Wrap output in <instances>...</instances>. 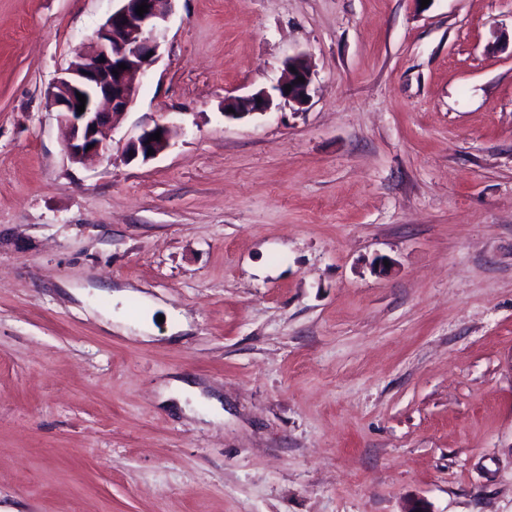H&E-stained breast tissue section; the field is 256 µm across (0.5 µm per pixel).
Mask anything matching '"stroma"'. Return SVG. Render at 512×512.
<instances>
[{
  "label": "stroma",
  "instance_id": "stroma-1",
  "mask_svg": "<svg viewBox=\"0 0 512 512\" xmlns=\"http://www.w3.org/2000/svg\"><path fill=\"white\" fill-rule=\"evenodd\" d=\"M114 6L0 0V512H512V0H175L82 166ZM114 1L119 2L117 8L49 91L72 163L107 149L108 132L136 95L135 76L145 74L159 56L162 22L171 14L174 0ZM141 3L149 5L143 17L136 13ZM121 63L126 70L118 69ZM76 92L86 97L82 114L77 112L81 103ZM290 68H294L295 73H292ZM286 71V77L273 88L275 96L284 101V103H292L295 105L304 104L309 97V87L312 76L309 66L302 56L297 55L288 59L286 62ZM298 77H303L305 82L301 83L298 81ZM286 85H291L289 94H286ZM261 100V103H258ZM273 105V95L267 91H258L245 97H235L224 100V118L241 120L254 114L268 112ZM232 108L235 113H229ZM157 130L161 132L160 141L151 140L148 138L157 133ZM172 127L167 123H155L152 127H147L141 130V132L130 139L126 145L125 153L128 161L141 159L146 162L155 158L160 153L164 152L170 145ZM153 149V154L147 155L148 149ZM133 152V155H130Z\"/></svg>",
  "mask_w": 512,
  "mask_h": 512
}]
</instances>
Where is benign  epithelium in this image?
Returning a JSON list of instances; mask_svg holds the SVG:
<instances>
[{
    "instance_id": "7a95c632",
    "label": "benign epithelium",
    "mask_w": 512,
    "mask_h": 512,
    "mask_svg": "<svg viewBox=\"0 0 512 512\" xmlns=\"http://www.w3.org/2000/svg\"><path fill=\"white\" fill-rule=\"evenodd\" d=\"M118 6L90 39L88 47L79 52L63 75L49 91L59 126L66 138L71 162L80 163L89 155L107 149V134L118 116L125 113L136 95L134 78L144 74L156 61L161 47L162 22L172 12L173 0H117ZM149 5L148 12L139 16L136 9ZM127 69L118 68L120 64ZM286 77L275 87V94L258 91L245 97L224 100V117L241 120L268 112L273 98L302 105L309 97L312 72L302 56L286 62ZM304 78L305 82L298 81ZM291 86L286 91L285 86ZM86 97L85 110L77 112L78 95ZM233 112H227V109ZM161 133L160 140L150 136ZM172 127L155 123L130 139L125 153L129 161L144 162L155 158L170 145ZM153 154H148V149Z\"/></svg>"
}]
</instances>
